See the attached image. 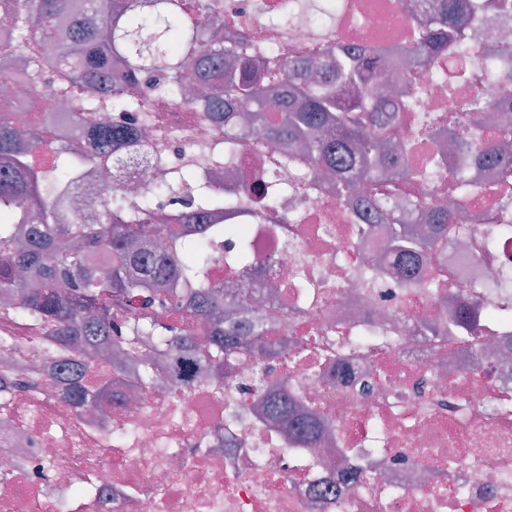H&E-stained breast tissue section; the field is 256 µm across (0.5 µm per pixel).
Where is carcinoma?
Wrapping results in <instances>:
<instances>
[{
  "instance_id": "1",
  "label": "carcinoma",
  "mask_w": 512,
  "mask_h": 512,
  "mask_svg": "<svg viewBox=\"0 0 512 512\" xmlns=\"http://www.w3.org/2000/svg\"><path fill=\"white\" fill-rule=\"evenodd\" d=\"M492 7V0H439L434 13L419 17L416 44L405 49L407 58L426 65L436 53L452 48L459 54L471 48L466 15ZM0 24L16 33L19 48L15 68L0 69V76L38 91L48 72L61 73L90 103L109 104L131 112L145 98L144 90L159 85L177 92L192 74L202 112L224 115L232 127L253 121L244 106L258 113L284 112L278 124L264 128L266 136L288 150V163L309 165L336 174L341 192L352 196L357 179L387 182L382 193L413 177L415 170L396 161L399 143L366 106L372 72H380L386 55L366 61L348 59L341 45L331 47L324 63L296 66L285 72L274 58L251 56L247 43L213 41L206 31L223 25L210 4L201 2L195 12L185 0H11L4 4ZM356 88V99L343 102L323 79L325 68ZM506 92L493 91L472 102L458 104L451 116L470 140L479 130V113L509 110ZM139 146L127 127L97 129L88 140V157L99 162L112 158L116 144ZM45 148L40 133L16 129L7 113H0V208H19L38 219L60 207L63 190L75 158L54 148L52 176L32 165L36 152ZM187 208L200 214L192 220L195 233L181 235L179 250L164 254L149 246L151 237L172 234L169 224L156 223L150 204L136 216L127 214L118 194L107 188L104 223L31 224L23 235L0 223V311L37 327L50 329L53 342L44 346L53 358L73 349L83 361H60L57 374L70 401L80 409L96 407L112 396V383L126 374L123 355L156 345L167 354L171 377L180 388L193 386L210 375L224 376V360L242 349L267 358L288 345L282 338L270 347L266 337L273 329L255 321L249 335L236 341L238 309L243 298L224 293V287L205 278L211 255L210 239L238 234L233 224H208L201 215L224 208L236 209L207 187L186 196ZM432 223L442 236L465 234L461 221L435 211ZM407 217L391 218L392 239L399 257L417 259L435 245L432 239L413 236ZM242 276L250 274L254 258L246 239L226 258ZM192 285L190 297L203 335L181 336L162 312H177L182 300L165 283ZM138 310L141 317L130 325L115 320L120 310Z\"/></svg>"
}]
</instances>
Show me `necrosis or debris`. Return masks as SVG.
Here are the masks:
<instances>
[{"label":"necrosis or debris","mask_w":512,"mask_h":512,"mask_svg":"<svg viewBox=\"0 0 512 512\" xmlns=\"http://www.w3.org/2000/svg\"><path fill=\"white\" fill-rule=\"evenodd\" d=\"M473 20L479 56L441 52L437 79L391 59L375 94L420 181L400 187L396 214L428 224L419 200L431 195L468 223L465 237L427 252L404 285L389 248L390 227L369 224L365 181L353 198L336 195L319 172H282L280 144L262 134L276 112L228 137L205 120L194 99L148 96L141 112L86 110L80 97L55 92L12 96L0 79V111L18 126H41L52 144L83 154L86 132L114 125L136 131L151 152H113L83 163L68 187L74 224H98L106 187L129 211L152 194L157 216L181 215L159 193L174 170L190 168L237 200L241 233L212 243L233 252L248 237L256 264L250 288L224 263L208 271L225 291L245 292L242 316L288 337L271 363L242 354L229 380L175 388L168 360L149 350L130 358L118 391L102 409L80 411L51 376L30 379L41 361V334L0 314V376L14 386L0 405V512H512V321L491 318L512 305V168L476 165L497 148L500 113L481 115L479 147L452 150L431 167L433 145L416 139L429 119L447 121L481 82L483 56L512 49V0ZM301 0H219L224 39L245 38L281 62L321 60L337 43L369 55L417 35L400 0H318L319 18H300ZM471 184L459 195L452 175ZM152 366L151 378L140 367ZM284 381L296 406L279 420L256 404ZM314 418L323 434L303 441L298 424Z\"/></svg>","instance_id":"1"}]
</instances>
